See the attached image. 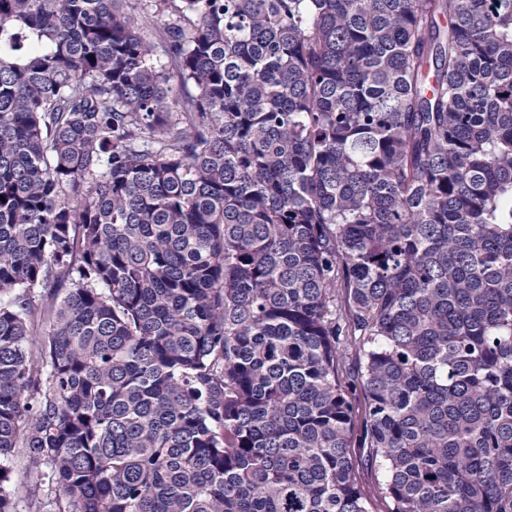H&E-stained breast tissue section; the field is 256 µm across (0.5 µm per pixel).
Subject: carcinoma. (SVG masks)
I'll return each mask as SVG.
<instances>
[{
  "label": "carcinoma",
  "instance_id": "obj_1",
  "mask_svg": "<svg viewBox=\"0 0 512 512\" xmlns=\"http://www.w3.org/2000/svg\"><path fill=\"white\" fill-rule=\"evenodd\" d=\"M127 2L0 0V512H512V0ZM10 480L5 488L12 494L16 512H38L40 502L54 500L60 496L54 485L42 484L34 492L31 489V477L28 462L17 450L11 462Z\"/></svg>",
  "mask_w": 512,
  "mask_h": 512
}]
</instances>
